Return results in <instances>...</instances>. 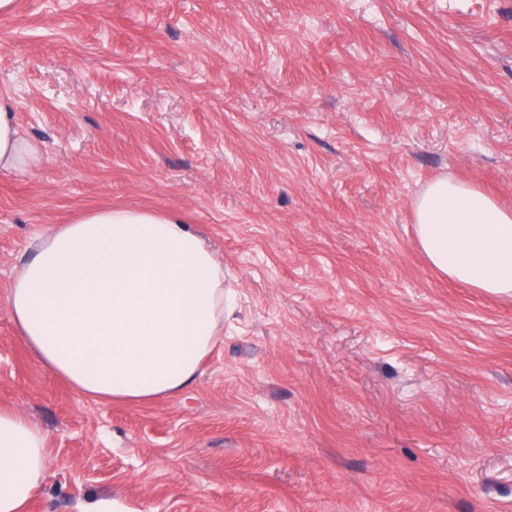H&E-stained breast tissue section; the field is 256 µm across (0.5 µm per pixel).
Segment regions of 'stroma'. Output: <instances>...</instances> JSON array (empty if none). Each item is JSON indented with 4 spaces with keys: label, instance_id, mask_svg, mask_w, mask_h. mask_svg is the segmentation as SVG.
<instances>
[{
    "label": "stroma",
    "instance_id": "35a3bbf8",
    "mask_svg": "<svg viewBox=\"0 0 512 512\" xmlns=\"http://www.w3.org/2000/svg\"><path fill=\"white\" fill-rule=\"evenodd\" d=\"M0 298L84 212L179 213L236 292L181 395L95 403L0 306V408L47 438L27 512H512V297L441 275L413 202L512 209V0H15ZM42 153L41 144L21 133L11 104L0 99V171L29 172L37 164Z\"/></svg>",
    "mask_w": 512,
    "mask_h": 512
}]
</instances>
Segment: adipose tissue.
I'll return each instance as SVG.
<instances>
[{
  "mask_svg": "<svg viewBox=\"0 0 512 512\" xmlns=\"http://www.w3.org/2000/svg\"><path fill=\"white\" fill-rule=\"evenodd\" d=\"M42 153L0 99V171H31ZM413 213L434 269L512 294L511 210L441 177ZM234 296L223 263L177 216L115 207L41 232L12 275L5 305L33 356L78 394L148 402L193 383ZM45 441L25 414L0 410V512H25L44 478Z\"/></svg>",
  "mask_w": 512,
  "mask_h": 512,
  "instance_id": "adipose-tissue-1",
  "label": "adipose tissue"
}]
</instances>
